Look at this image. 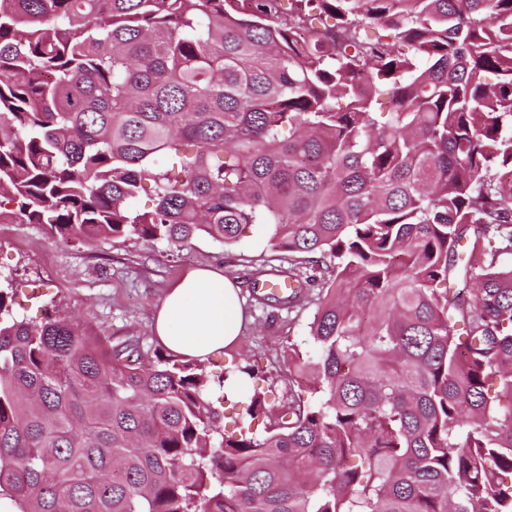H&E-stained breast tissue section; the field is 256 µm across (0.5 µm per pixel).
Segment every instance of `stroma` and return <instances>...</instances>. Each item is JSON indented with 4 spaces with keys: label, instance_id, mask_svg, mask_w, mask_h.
Masks as SVG:
<instances>
[{
    "label": "stroma",
    "instance_id": "stroma-1",
    "mask_svg": "<svg viewBox=\"0 0 512 512\" xmlns=\"http://www.w3.org/2000/svg\"><path fill=\"white\" fill-rule=\"evenodd\" d=\"M287 265L259 225L247 228L231 246L201 236L179 251L141 240L65 243L39 224L0 226V276L19 285L14 312L37 323L46 311L59 310L116 342L134 336L156 344L155 315L169 289L191 270H223L241 286L245 324L237 343L212 357L206 368L219 376L233 361L257 365L267 375L261 386L275 402L288 395L289 373L309 368L317 356L308 336L312 310L293 318L276 300L261 304L253 296L257 278Z\"/></svg>",
    "mask_w": 512,
    "mask_h": 512
}]
</instances>
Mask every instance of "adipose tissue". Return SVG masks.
<instances>
[{
  "mask_svg": "<svg viewBox=\"0 0 512 512\" xmlns=\"http://www.w3.org/2000/svg\"><path fill=\"white\" fill-rule=\"evenodd\" d=\"M244 320L239 284L221 271L199 268L168 292L155 333L170 351L204 362L235 343Z\"/></svg>",
  "mask_w": 512,
  "mask_h": 512,
  "instance_id": "1",
  "label": "adipose tissue"
}]
</instances>
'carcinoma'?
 Instances as JSON below:
<instances>
[{"instance_id": "carcinoma-1", "label": "carcinoma", "mask_w": 512, "mask_h": 512, "mask_svg": "<svg viewBox=\"0 0 512 512\" xmlns=\"http://www.w3.org/2000/svg\"><path fill=\"white\" fill-rule=\"evenodd\" d=\"M14 223L267 227L312 256L317 398L228 430L214 385L257 369L32 324L6 278L0 512H512V0H0Z\"/></svg>"}]
</instances>
